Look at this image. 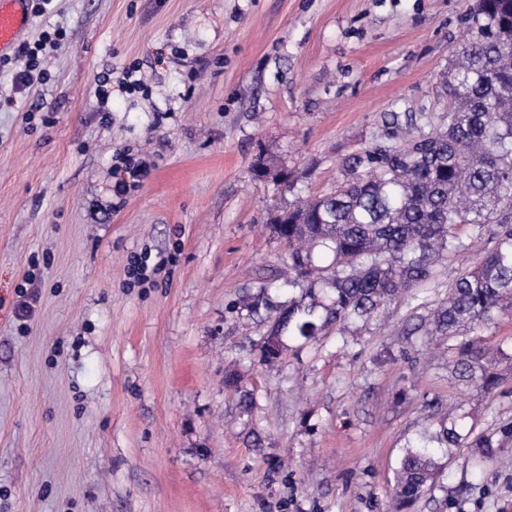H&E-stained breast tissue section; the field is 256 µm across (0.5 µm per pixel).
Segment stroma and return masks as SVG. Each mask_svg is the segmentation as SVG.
Here are the masks:
<instances>
[{
    "mask_svg": "<svg viewBox=\"0 0 512 512\" xmlns=\"http://www.w3.org/2000/svg\"><path fill=\"white\" fill-rule=\"evenodd\" d=\"M473 2L50 0L32 16L22 44L49 22L66 35L44 82L15 86L20 47L0 61V512H386L428 402L487 434L512 422V309L473 334L489 393L458 380L448 339L409 334L403 302L285 342L271 367V313L247 310L288 295L274 213L412 133L391 114L444 115ZM129 68L142 89L100 103ZM121 153L149 172L118 197ZM493 245L492 226L472 235L430 306ZM141 258L158 270L133 287ZM465 480L460 512H512V438L480 472L453 449L441 481Z\"/></svg>",
    "mask_w": 512,
    "mask_h": 512,
    "instance_id": "1",
    "label": "stroma"
}]
</instances>
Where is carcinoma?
Segmentation results:
<instances>
[{
	"label": "carcinoma",
	"instance_id": "obj_1",
	"mask_svg": "<svg viewBox=\"0 0 512 512\" xmlns=\"http://www.w3.org/2000/svg\"><path fill=\"white\" fill-rule=\"evenodd\" d=\"M470 20L477 35L454 52L441 81V124L349 157L336 190L271 219L298 294L276 316L261 362L277 360L285 336L308 344L333 326L342 336L390 301L427 307L436 267L468 250L460 227L480 232L494 223L493 248L459 273L414 332L457 340L459 380L485 393L498 385L462 332L512 304V0H475ZM464 445L482 457L499 447L492 435L474 433L467 415L432 413L392 467L395 512H411L437 486L442 460Z\"/></svg>",
	"mask_w": 512,
	"mask_h": 512
}]
</instances>
